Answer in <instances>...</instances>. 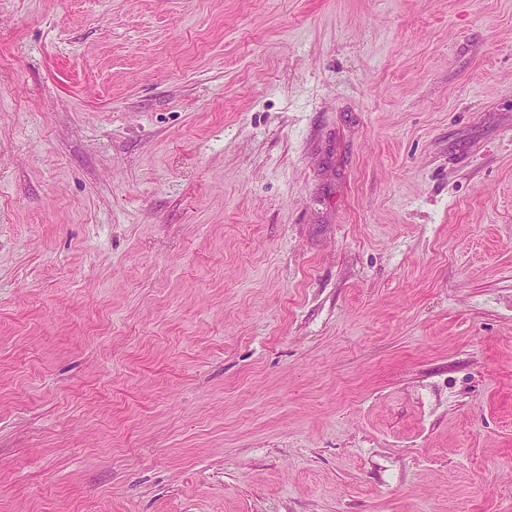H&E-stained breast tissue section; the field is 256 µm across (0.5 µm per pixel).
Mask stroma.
Here are the masks:
<instances>
[{
  "instance_id": "stroma-1",
  "label": "stroma",
  "mask_w": 512,
  "mask_h": 512,
  "mask_svg": "<svg viewBox=\"0 0 512 512\" xmlns=\"http://www.w3.org/2000/svg\"><path fill=\"white\" fill-rule=\"evenodd\" d=\"M0 512H512V0H0Z\"/></svg>"
}]
</instances>
